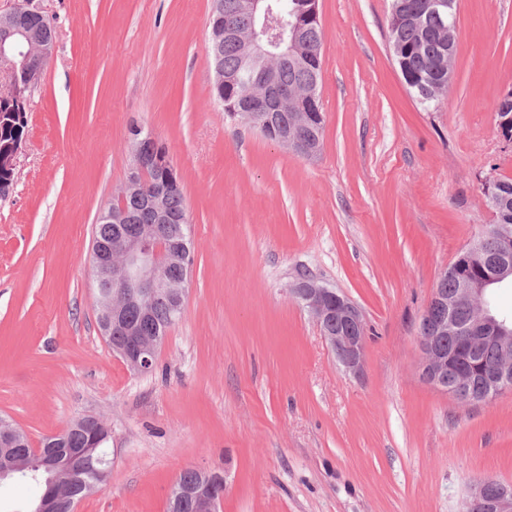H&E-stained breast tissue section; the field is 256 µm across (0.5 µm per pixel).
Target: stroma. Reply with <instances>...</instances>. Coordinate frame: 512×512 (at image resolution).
Instances as JSON below:
<instances>
[{"mask_svg":"<svg viewBox=\"0 0 512 512\" xmlns=\"http://www.w3.org/2000/svg\"><path fill=\"white\" fill-rule=\"evenodd\" d=\"M55 41L0 200V417L31 443L110 428L106 486L78 512H166L181 469L226 474L221 512H468L512 483V392L459 403L419 376L441 272L512 178L492 105L512 87V0H459L454 74L425 105L389 46L391 0H318L323 146L289 152L211 94L213 0H41ZM166 148L194 262L180 320L141 375L102 336L94 228L131 163ZM343 290L366 324L344 371L290 296ZM469 512H511L512 492L502 482L485 478L472 489Z\"/></svg>","mask_w":512,"mask_h":512,"instance_id":"1","label":"stroma"}]
</instances>
